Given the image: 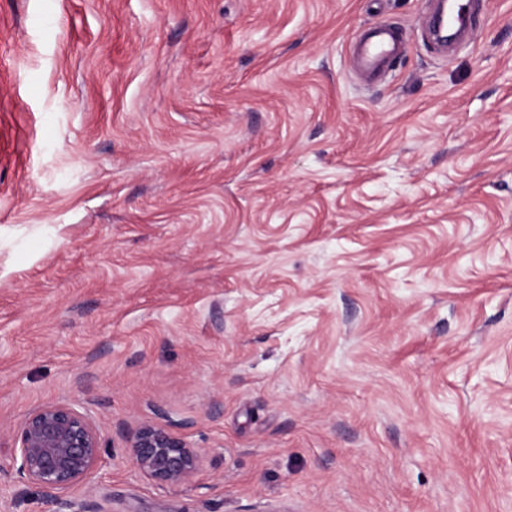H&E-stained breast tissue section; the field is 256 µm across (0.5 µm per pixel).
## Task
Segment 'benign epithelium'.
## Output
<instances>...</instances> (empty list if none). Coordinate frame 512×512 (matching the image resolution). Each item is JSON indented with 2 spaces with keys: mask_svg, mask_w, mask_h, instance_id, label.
Masks as SVG:
<instances>
[{
  "mask_svg": "<svg viewBox=\"0 0 512 512\" xmlns=\"http://www.w3.org/2000/svg\"><path fill=\"white\" fill-rule=\"evenodd\" d=\"M19 459L0 465V480L17 475L58 499L94 471L102 438L93 419L70 402L44 405L30 412L15 436ZM134 466L146 478L177 486L197 467L200 451L166 428L145 423L127 437Z\"/></svg>",
  "mask_w": 512,
  "mask_h": 512,
  "instance_id": "7a95c632",
  "label": "benign epithelium"
}]
</instances>
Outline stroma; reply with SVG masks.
<instances>
[{"label":"stroma","mask_w":512,"mask_h":512,"mask_svg":"<svg viewBox=\"0 0 512 512\" xmlns=\"http://www.w3.org/2000/svg\"><path fill=\"white\" fill-rule=\"evenodd\" d=\"M430 6L0 0V465L75 400L69 512H512V0L448 51ZM145 422L199 448L181 485ZM359 65L367 75H374L404 51L399 34L382 24L367 28L363 38L355 42ZM134 466L160 484L180 485L197 467L200 451L166 428L145 423L127 437Z\"/></svg>","instance_id":"stroma-1"}]
</instances>
